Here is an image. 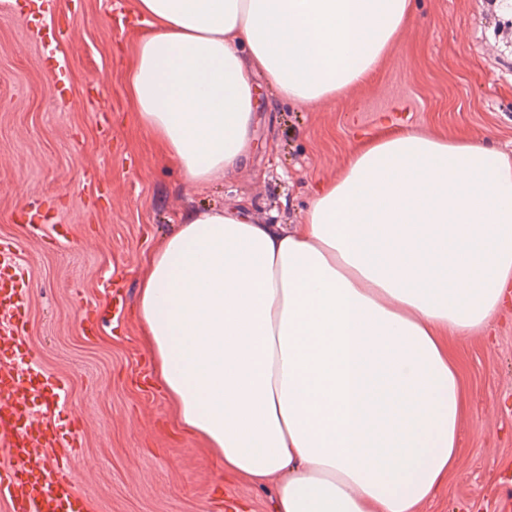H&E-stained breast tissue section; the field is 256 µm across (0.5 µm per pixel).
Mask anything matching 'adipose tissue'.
Segmentation results:
<instances>
[{"label":"adipose tissue","mask_w":512,"mask_h":512,"mask_svg":"<svg viewBox=\"0 0 512 512\" xmlns=\"http://www.w3.org/2000/svg\"><path fill=\"white\" fill-rule=\"evenodd\" d=\"M411 0H137L141 126L206 187L254 149L253 75L315 104L364 84ZM512 302V157L387 131L304 223L185 215L147 260L135 316L179 429L225 472L277 478L275 512H415L456 463L448 339Z\"/></svg>","instance_id":"ef3b65f1"}]
</instances>
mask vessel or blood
Wrapping results in <instances>:
<instances>
[{
    "instance_id": "vessel-or-blood-1",
    "label": "vessel or blood",
    "mask_w": 512,
    "mask_h": 512,
    "mask_svg": "<svg viewBox=\"0 0 512 512\" xmlns=\"http://www.w3.org/2000/svg\"><path fill=\"white\" fill-rule=\"evenodd\" d=\"M25 273L0 245V504L7 512H74L79 488L67 458L78 431L61 434L50 400L63 389L37 366L22 337L28 324Z\"/></svg>"
}]
</instances>
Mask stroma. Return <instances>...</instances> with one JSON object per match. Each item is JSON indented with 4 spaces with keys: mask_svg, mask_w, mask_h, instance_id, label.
<instances>
[{
    "mask_svg": "<svg viewBox=\"0 0 512 512\" xmlns=\"http://www.w3.org/2000/svg\"><path fill=\"white\" fill-rule=\"evenodd\" d=\"M0 14V242L28 274L25 340L67 384L62 431L84 512H275L276 482L223 471L148 386L134 315L149 254L193 210L246 206L301 224L314 188L386 129L474 137L512 155V0H412L387 58L341 99L285 101L258 78L256 149L189 184L140 129L127 85L136 0H13ZM71 39L54 40L56 29ZM51 56L64 76L44 71ZM119 280L112 309L105 284ZM463 388L455 470L417 512H512V315L493 340L452 336Z\"/></svg>",
    "mask_w": 512,
    "mask_h": 512,
    "instance_id": "1",
    "label": "stroma"
}]
</instances>
